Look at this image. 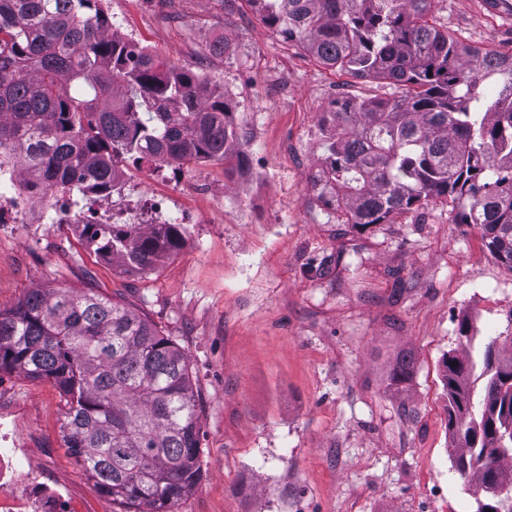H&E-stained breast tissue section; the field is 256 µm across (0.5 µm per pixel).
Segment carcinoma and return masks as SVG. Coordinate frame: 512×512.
Here are the masks:
<instances>
[{
  "mask_svg": "<svg viewBox=\"0 0 512 512\" xmlns=\"http://www.w3.org/2000/svg\"><path fill=\"white\" fill-rule=\"evenodd\" d=\"M104 0H0V156L28 188L90 200L120 189L119 161H221L246 142L224 90L108 34ZM265 23L323 65L403 87L336 100L325 165L312 179L364 230L437 199L480 228L512 270V50L474 47L433 22L435 0H251ZM496 88L488 100L479 91ZM183 224H84L88 246L147 272L183 244ZM453 467L476 485L511 483L512 350L444 355ZM480 369V395L470 385ZM49 379L65 404V447L122 512H173L201 476L202 422L187 354L145 317L87 289H36L0 309V371ZM405 352L390 380L412 379ZM476 512H512L506 497Z\"/></svg>",
  "mask_w": 512,
  "mask_h": 512,
  "instance_id": "carcinoma-1",
  "label": "carcinoma"
}]
</instances>
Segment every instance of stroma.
I'll use <instances>...</instances> for the list:
<instances>
[{"mask_svg":"<svg viewBox=\"0 0 512 512\" xmlns=\"http://www.w3.org/2000/svg\"><path fill=\"white\" fill-rule=\"evenodd\" d=\"M111 36L224 88L258 172L242 201L220 162L127 164V191L194 212L180 250L146 273L98 256L76 224L0 223V309L36 288H91L153 322L187 354L199 399L202 477L175 512H476L451 466L444 353H463L462 312L506 333L512 272L444 200L356 230L320 202L326 112L341 98L395 95L334 73L270 29L248 0H105ZM449 33L512 48L490 0H436ZM229 41L231 53H213ZM415 357L412 381L389 371ZM51 381L0 371V414L71 512H120L63 448Z\"/></svg>","mask_w":512,"mask_h":512,"instance_id":"stroma-1","label":"stroma"}]
</instances>
